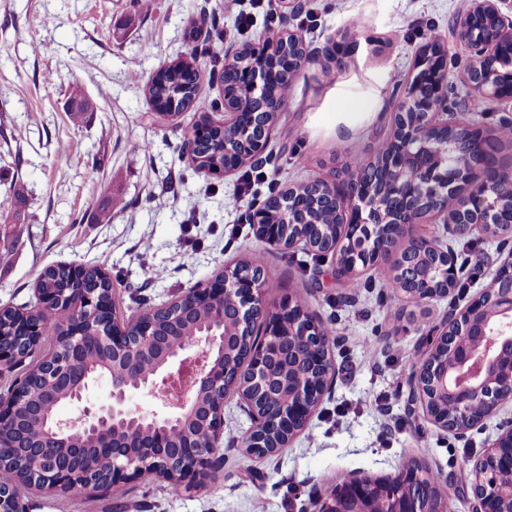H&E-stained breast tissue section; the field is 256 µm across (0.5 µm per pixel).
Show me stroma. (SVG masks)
<instances>
[{
  "mask_svg": "<svg viewBox=\"0 0 512 512\" xmlns=\"http://www.w3.org/2000/svg\"><path fill=\"white\" fill-rule=\"evenodd\" d=\"M303 3L290 27L313 60L292 80L268 144L278 161L256 190L331 177L352 156L371 160L392 128L396 85L412 75L428 23L448 50L452 112L487 131L512 113L493 102L472 108L470 51L453 27L457 0ZM265 25L257 8L251 28L238 33L224 0H0V304H28L44 267L82 262L106 268L117 313L133 317L258 251L267 301L304 296L335 336L332 389L281 451L246 450L251 421L233 397L224 402L223 460L206 486L174 494L166 482L134 480L108 494L28 490L19 498L24 512H256L260 503L266 512H312V495L341 478L387 476L411 462L446 482L449 512H470L462 497L469 463L512 421V405L460 436L410 407L422 333L446 315L447 299L419 308L370 271L353 296L333 259L262 242L249 222L250 198L236 196L239 173L196 172L179 158L201 111L160 116L130 78L194 60L199 95L216 102L212 116L221 118L224 58L260 46ZM219 36L221 58L204 50ZM76 95L89 107L77 120ZM105 209L108 224L98 220ZM417 232L464 251L461 301L487 288L497 239L461 243L439 219ZM149 268L163 277L147 278Z\"/></svg>",
  "mask_w": 512,
  "mask_h": 512,
  "instance_id": "obj_1",
  "label": "stroma"
}]
</instances>
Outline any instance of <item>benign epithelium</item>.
<instances>
[{"instance_id":"1","label":"benign epithelium","mask_w":512,"mask_h":512,"mask_svg":"<svg viewBox=\"0 0 512 512\" xmlns=\"http://www.w3.org/2000/svg\"><path fill=\"white\" fill-rule=\"evenodd\" d=\"M505 0H468L466 10L457 25L459 36L470 32L474 18L488 14L497 24L496 36L489 47L497 56H507L512 61V11H503ZM447 75V52L438 46L427 48L419 56L415 73L404 85L401 104L395 116L401 120L393 124L392 140L394 149L388 159V168L398 173V178L387 181L384 190L408 200L430 198V204L422 209L410 208L400 215L386 230L375 233L378 225L384 223L382 215L375 208L361 186L360 171L350 170L338 180H324L322 184L336 198L344 215V235L355 252L367 251V240H376L373 263L383 264L392 255L399 240L408 239L422 248L433 251L447 265L444 275L448 283L460 279L461 271L456 258L448 249L435 240L415 236V228L425 224L436 215H447L439 201L447 196L448 183L456 185L457 195L462 201V210L470 217L465 234L487 233V228L499 223L494 215L490 190L497 173L489 170L478 175L473 165L460 161L448 167L436 158L430 149L437 132L448 126L468 130L471 139L481 142L485 131L469 123L461 122L452 112H440L434 103L415 108V119H403L409 108L417 101V88L422 82L435 86ZM470 87L486 99H496L512 106V83L483 77L478 63H473L468 75ZM245 124V113L224 104V119L215 120L209 115L193 129L184 143L186 155H191L196 137L209 130L241 129ZM272 125L263 127L262 133L247 141L234 139L224 141L225 149L236 148L242 156L250 158L262 155L268 147ZM263 212L253 213L251 221L259 237L266 242L294 249L305 246L300 239L285 240L281 229L275 224H264ZM195 297L194 304L205 305L210 298L221 295L237 299L238 330H251L257 312L269 311L267 326L260 346L253 350L243 367L252 381L269 378L271 360L281 354L284 339L281 336V318L292 312L294 298L290 297L277 305L270 306L265 299V281L261 277L241 279L227 269L204 285L189 289ZM34 303L28 311H46L58 307V300L39 290H34ZM94 301L81 288L69 289L65 336L61 343L66 348L67 358L60 360L55 355L56 346H51L43 358V369L48 381L57 389L67 393L69 403L80 404L98 377L86 369L83 352L96 347L112 356H122L126 363L120 369H112V402L99 408L85 406L75 418H56L55 427L62 434L71 436L92 433L99 438L98 452L112 458V469L108 483L117 487L131 480H140L146 472L159 477L166 473L176 476L184 489L204 485L212 471L221 461L220 448L224 441V400L237 397L243 401L253 422L249 433L244 436L245 444L251 451L267 455L258 442L267 425V415L258 409L246 392V385L235 380L224 381V369L217 359L224 358L230 333L225 330L224 311L214 309L205 328L191 345L181 344L169 347L153 373L136 381L128 374L137 369L142 354L159 344L160 336L154 318L156 309H149L133 318L118 320L112 318V326L101 329L94 324ZM21 335L36 344L43 343L45 325L39 321L24 320L19 323ZM428 349L421 363L415 366L410 379V400L421 403L427 418L436 426L446 429L448 423L441 419L430 404L423 380L425 364L442 348L449 349L450 356L458 358L456 367L439 372L433 379L435 389L452 397L457 412L468 420L473 410H478V419L483 422L499 413L501 407L512 404V367L500 364V348L512 345V277L500 279L493 276L488 288L469 300L464 309L455 302L448 303V315L426 333ZM292 352L301 357L307 350L320 345L330 352L332 343L322 337V323L308 316L295 327V338L291 340ZM28 356L16 347L0 345V366H14ZM329 374L323 375V382L316 383L305 376L288 380L291 394L288 402L280 408L279 418L292 425L307 423L316 405L328 389ZM221 391L214 409L208 411L206 435L208 445L203 447L187 439L175 457L162 452L167 446L168 435L185 423L196 418L198 403L196 389L202 383ZM140 390L149 391L158 399L164 411L142 413L128 406L129 396ZM23 384H17L7 395H0V448L14 447L13 441L19 430L17 412L27 400ZM149 420L157 430L155 439L149 444L151 450L144 452L140 445H128V449L117 453L113 429L121 422ZM33 473L30 484H0V512H19L20 492L30 487L42 494L60 495L90 489L94 480L93 465L83 458L82 449L70 448L67 458L60 459L52 448H38L29 457ZM512 471V421L499 427V433L487 445L483 456L472 466L471 512H500L505 494L502 487L490 480L491 468ZM418 480L414 469L402 467L384 481L352 474L342 484L336 496L313 497L314 512H378V502H387V512H448V497L444 490L436 494L420 496L403 494L400 485H410Z\"/></svg>"}]
</instances>
